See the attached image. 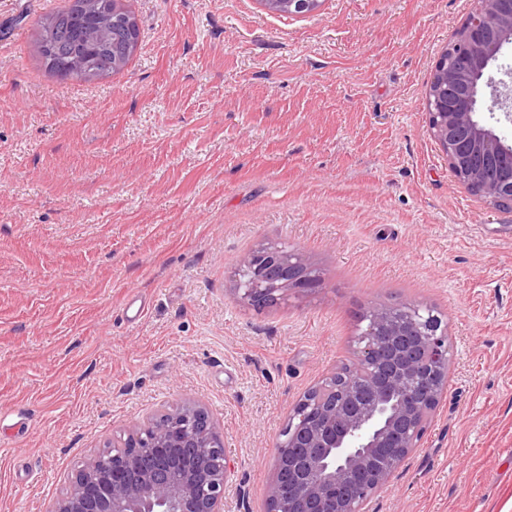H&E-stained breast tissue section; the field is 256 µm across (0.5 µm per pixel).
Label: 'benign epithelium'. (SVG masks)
I'll list each match as a JSON object with an SVG mask.
<instances>
[{
    "label": "benign epithelium",
    "mask_w": 512,
    "mask_h": 512,
    "mask_svg": "<svg viewBox=\"0 0 512 512\" xmlns=\"http://www.w3.org/2000/svg\"><path fill=\"white\" fill-rule=\"evenodd\" d=\"M502 0H474L454 36L462 57L481 50L469 71L443 62L429 93V119L455 182L494 202L512 200V144L481 117L489 75L512 46V11ZM257 279L236 281V299L251 307L318 277L297 253L261 245L242 259ZM366 327L348 370L329 374L288 414L266 512H369L419 447L448 388L447 328L418 311L382 306L363 314ZM229 462L216 421L196 401L161 409L128 430L120 445L90 457L48 512H223Z\"/></svg>",
    "instance_id": "7a95c632"
}]
</instances>
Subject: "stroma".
<instances>
[{
    "mask_svg": "<svg viewBox=\"0 0 512 512\" xmlns=\"http://www.w3.org/2000/svg\"><path fill=\"white\" fill-rule=\"evenodd\" d=\"M70 2L0 0V512H47L186 400L237 463L224 512H265L289 411L363 312L401 303L441 313L450 376L374 512H512V209L457 184L428 130L471 0H123L137 50L91 82L34 49ZM266 243L320 283L241 306Z\"/></svg>",
    "mask_w": 512,
    "mask_h": 512,
    "instance_id": "35a3bbf8",
    "label": "stroma"
}]
</instances>
